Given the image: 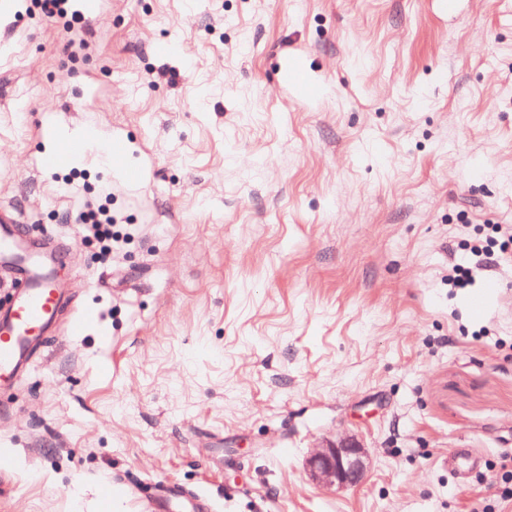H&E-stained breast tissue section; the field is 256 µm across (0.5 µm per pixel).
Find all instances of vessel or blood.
Here are the masks:
<instances>
[{
	"label": "vessel or blood",
	"instance_id": "1",
	"mask_svg": "<svg viewBox=\"0 0 512 512\" xmlns=\"http://www.w3.org/2000/svg\"><path fill=\"white\" fill-rule=\"evenodd\" d=\"M280 77L282 86L297 96L312 98L320 92L306 66L287 65ZM79 149V143L73 142L59 152L40 156V170L57 171ZM23 221V216L14 213L7 225L0 226V255L11 259L14 280L12 299L0 308V384L16 380L27 369L32 346L51 333L63 302V293L39 251L19 243L16 226ZM448 465L465 480L479 469L481 457L474 449L456 448L448 454Z\"/></svg>",
	"mask_w": 512,
	"mask_h": 512
}]
</instances>
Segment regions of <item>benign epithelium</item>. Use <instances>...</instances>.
<instances>
[{
  "label": "benign epithelium",
  "instance_id": "obj_1",
  "mask_svg": "<svg viewBox=\"0 0 512 512\" xmlns=\"http://www.w3.org/2000/svg\"><path fill=\"white\" fill-rule=\"evenodd\" d=\"M312 481L326 487H356L366 478L365 447L353 435L327 440L308 459Z\"/></svg>",
  "mask_w": 512,
  "mask_h": 512
}]
</instances>
